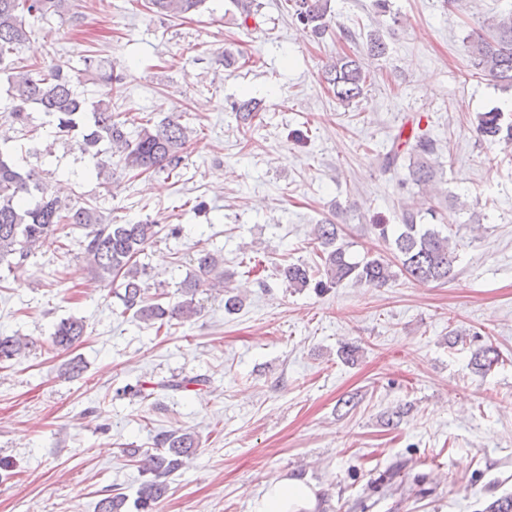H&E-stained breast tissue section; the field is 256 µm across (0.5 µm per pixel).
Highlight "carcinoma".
Masks as SVG:
<instances>
[{"instance_id":"cac0c4a2","label":"carcinoma","mask_w":512,"mask_h":512,"mask_svg":"<svg viewBox=\"0 0 512 512\" xmlns=\"http://www.w3.org/2000/svg\"><path fill=\"white\" fill-rule=\"evenodd\" d=\"M65 0H0V71L11 70L13 56L32 33L26 17L43 21L61 15ZM206 0H149L152 8L165 16L180 17L198 11ZM294 15L315 35L328 30L326 16L329 0H293ZM381 35L373 32L366 41L368 57L386 53ZM471 64L479 74L498 85L512 88V9L487 22V33L470 41ZM84 71L103 92L90 97L78 90L70 76L60 66L47 70L20 66L10 76L8 119L21 128L29 126V108L35 107L49 118L56 133L81 136L79 148L91 155V173L98 179L112 178V157H119L123 167L142 172L172 174L184 164V149L192 130L177 120L168 119L150 127L143 124L136 134L126 131L125 123L112 112V91L123 82L114 70H104L96 60L83 59ZM371 74L363 59L340 54L325 66L324 78L336 100L348 105L359 98L367 87ZM244 126L252 125L259 111L251 100L233 106ZM502 112H482L476 127L479 136L489 142H512V125H503ZM10 139L0 142V264L22 267L33 252L50 238H67L71 231H83L85 257L97 281L110 287L118 285L115 295L124 311L145 323L164 326L173 319L189 320L198 314L195 296L202 288L224 287L226 274L220 271L223 260L212 252L201 251L196 258L198 273L186 277L178 291L183 300L171 306L155 303L146 297L144 276L147 267L138 261L139 255L161 232L155 221L134 224H106L97 208L69 206L55 195L33 168L22 167L8 146ZM434 144L420 138L412 146L408 172L410 180L427 186L434 182L437 170L432 161ZM423 214L405 209L401 224L391 230L387 224H377L378 238L388 244L395 255L391 261L381 256L354 261L344 246L337 244L338 225L326 219L312 229L319 245L320 262L291 263L283 267L282 276L288 287L302 290L314 287L321 291L345 280L387 285L398 274L422 282H446L454 276L456 250L451 238L434 224H421ZM86 326L83 320L70 317L57 324L51 336V347L68 351L81 341ZM29 347L23 336H0V363L14 359ZM499 361L492 346L476 350L474 365L488 371ZM207 380L195 377L173 378L147 386L140 381L129 387L132 395L143 400L158 391H186L189 385H206ZM158 453L143 460L144 471L150 478L137 490L134 507L137 512H151L162 502L168 491V478L183 466V459L194 454L198 446L195 435L182 429L163 431L155 435ZM97 512H129L128 499L121 494H108L98 502Z\"/></svg>"}]
</instances>
